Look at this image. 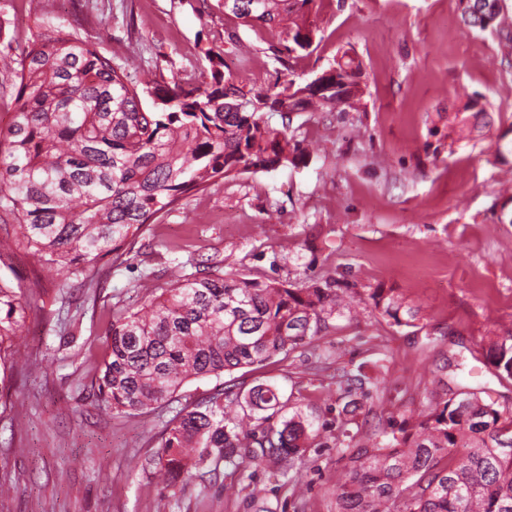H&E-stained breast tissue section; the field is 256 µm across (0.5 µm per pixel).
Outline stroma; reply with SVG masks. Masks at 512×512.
Returning a JSON list of instances; mask_svg holds the SVG:
<instances>
[{
  "instance_id": "35a3bbf8",
  "label": "stroma",
  "mask_w": 512,
  "mask_h": 512,
  "mask_svg": "<svg viewBox=\"0 0 512 512\" xmlns=\"http://www.w3.org/2000/svg\"><path fill=\"white\" fill-rule=\"evenodd\" d=\"M0 13L14 19L19 43L44 13L83 25L105 54L141 39L142 55L126 65L136 79L147 69L167 83L187 77L202 48L216 46L238 85L267 88L290 74L309 80L348 50L362 63L363 90L344 112L265 113L310 143L309 160L181 200L145 227L104 286L64 301L66 272L41 270L22 251L0 258V276L24 289L38 277L44 288L21 334L31 370L0 374V483L11 487L0 512H334L357 447L332 431L297 461L291 485L270 463H221L174 493L156 483L148 460L176 412L258 380L331 421L342 375L365 373L364 436L428 410L446 360L461 354L472 385L512 409V380H498L482 350L490 328L512 329V224L497 221L512 165L493 158L496 134L512 127V49L466 27L458 0H313L317 49L281 60L286 31L242 25L223 0H0ZM472 99L491 114V131L451 142L448 115ZM215 263L224 275L296 287L344 278L362 297L391 288L420 306L421 325H392L365 304L287 358L190 380L152 413H113L94 389L112 312L136 309L175 265L191 274Z\"/></svg>"
}]
</instances>
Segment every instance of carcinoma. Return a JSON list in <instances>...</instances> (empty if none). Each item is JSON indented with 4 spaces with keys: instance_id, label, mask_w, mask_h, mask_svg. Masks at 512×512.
Wrapping results in <instances>:
<instances>
[{
    "instance_id": "carcinoma-1",
    "label": "carcinoma",
    "mask_w": 512,
    "mask_h": 512,
    "mask_svg": "<svg viewBox=\"0 0 512 512\" xmlns=\"http://www.w3.org/2000/svg\"><path fill=\"white\" fill-rule=\"evenodd\" d=\"M312 0H224L246 23L288 29L287 54L315 50ZM465 24L490 30L512 47V0H484ZM11 22L0 16V91L14 103L0 136V218L16 230L0 237V257L23 249L42 269L65 270L92 284L101 262L123 263L143 227L181 199L243 173H269L306 160L304 141L263 118L282 111L293 88L299 111L352 106L360 95L361 62L345 51L317 80L293 78L270 88L237 87L226 98L224 51L208 47V66L190 80L162 86L130 79L76 24L42 17L14 53ZM149 107H144L145 101ZM448 115V135L466 138L490 127L478 101ZM30 295L0 277V348L25 324ZM340 279L301 288L286 281L212 273L178 276L136 310L112 313L110 344L97 379L98 398L129 414L167 403L187 381L259 367L311 342L348 305ZM367 303L397 326L415 327L420 307L375 288ZM485 364L512 379V331L485 336ZM444 393L411 426L389 425L349 458L335 492L336 512H512V411L488 402L468 384L471 370L457 355L444 365ZM369 378L348 379L336 417L345 437L369 398ZM290 406L278 387L259 381L247 391H215L185 407L166 427L152 463L164 489L192 481L209 461L274 464L284 476L310 448H321L324 426Z\"/></svg>"
}]
</instances>
